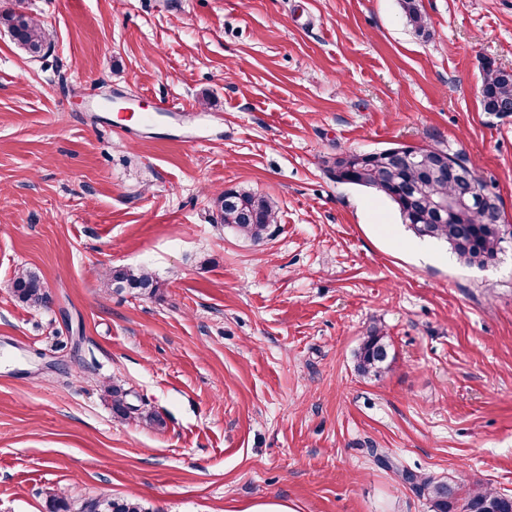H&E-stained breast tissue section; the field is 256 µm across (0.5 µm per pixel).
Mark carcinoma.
I'll return each instance as SVG.
<instances>
[{"label":"carcinoma","instance_id":"carcinoma-1","mask_svg":"<svg viewBox=\"0 0 512 512\" xmlns=\"http://www.w3.org/2000/svg\"><path fill=\"white\" fill-rule=\"evenodd\" d=\"M400 7L407 23L420 35L428 32V19L420 0H400ZM0 25L5 27L13 40L30 57L48 53L50 41L42 24L28 14L13 8L0 11ZM484 72L480 96L483 111L490 114L500 107H512V75L503 74L500 66L491 59L482 62ZM330 176L339 183L370 189L389 200L396 208L402 223L419 238L433 239L447 245L456 258L467 266L484 268L494 263L503 251L504 236L499 225L485 223L483 212L474 211L465 224H429L427 212L433 201L446 198L459 187L441 177L428 180L424 205L419 214L406 207L403 194L417 181L418 169L392 168L380 152L358 156L354 152L342 153L328 163ZM215 221L231 229L237 236L253 243L272 238L278 224L277 203L262 194L243 188H228L214 200ZM17 299L31 307H43L49 300L44 282L34 271H23L12 282ZM103 288L122 291L126 288L155 293L158 283L146 268L114 267L105 275ZM389 355V344L379 330L372 328L360 346L357 355L358 371L364 375L379 376ZM112 397V411L121 419L138 418L154 424L153 416L128 402V392L121 386H107ZM405 482L427 495L432 512H512V495L488 485L474 484L468 488L420 477L404 470ZM93 512H144L133 498H105L88 503Z\"/></svg>","mask_w":512,"mask_h":512}]
</instances>
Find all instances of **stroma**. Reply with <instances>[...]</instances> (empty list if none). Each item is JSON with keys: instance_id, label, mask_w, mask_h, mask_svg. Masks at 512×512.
Here are the masks:
<instances>
[{"instance_id": "stroma-1", "label": "stroma", "mask_w": 512, "mask_h": 512, "mask_svg": "<svg viewBox=\"0 0 512 512\" xmlns=\"http://www.w3.org/2000/svg\"><path fill=\"white\" fill-rule=\"evenodd\" d=\"M7 4L51 50L0 27V512H430L405 469L512 494V240L463 265L327 171L445 146L512 225V113L479 95L483 59L512 67V0H421L425 36L399 0ZM118 94L182 119L114 130ZM231 187L278 202L272 239L214 222ZM117 266L158 292L105 291ZM26 269L47 306L15 298ZM373 326L377 379L356 369ZM113 382L162 426L117 418ZM0 25L11 34L13 40L30 57L48 53L50 41L42 24L28 14L16 9L0 11ZM85 506H90L92 512H145L141 504L133 498H105L93 500Z\"/></svg>"}]
</instances>
